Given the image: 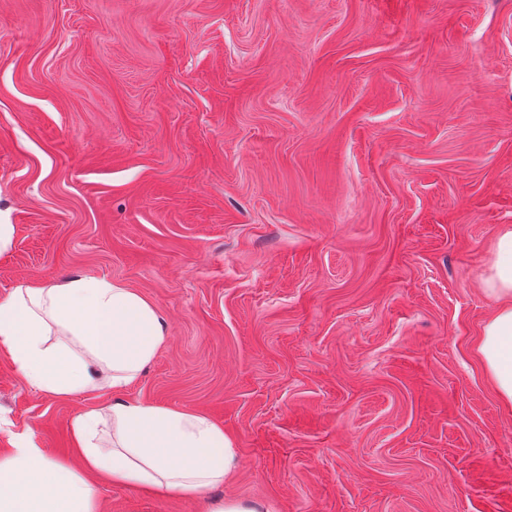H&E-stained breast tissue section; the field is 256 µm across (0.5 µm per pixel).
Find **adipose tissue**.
Listing matches in <instances>:
<instances>
[{
	"label": "adipose tissue",
	"mask_w": 512,
	"mask_h": 512,
	"mask_svg": "<svg viewBox=\"0 0 512 512\" xmlns=\"http://www.w3.org/2000/svg\"><path fill=\"white\" fill-rule=\"evenodd\" d=\"M481 284L495 308L476 349L512 404V225L497 231ZM166 336L153 301L116 278L26 280L0 299V352L26 383L63 399L106 387L115 397L110 414L91 408L73 418L78 464L50 460L32 435H17L0 454V512H99L93 475L196 498L235 474L237 450L222 425L195 410L122 400Z\"/></svg>",
	"instance_id": "obj_1"
}]
</instances>
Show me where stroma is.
Listing matches in <instances>:
<instances>
[{
    "label": "stroma",
    "instance_id": "1",
    "mask_svg": "<svg viewBox=\"0 0 512 512\" xmlns=\"http://www.w3.org/2000/svg\"><path fill=\"white\" fill-rule=\"evenodd\" d=\"M0 298L118 278L167 338L125 393L240 467L102 512H512V406L475 345L512 225V0H0ZM0 352V452L75 460ZM270 505L237 498L214 500L208 505L207 512H272Z\"/></svg>",
    "mask_w": 512,
    "mask_h": 512
}]
</instances>
